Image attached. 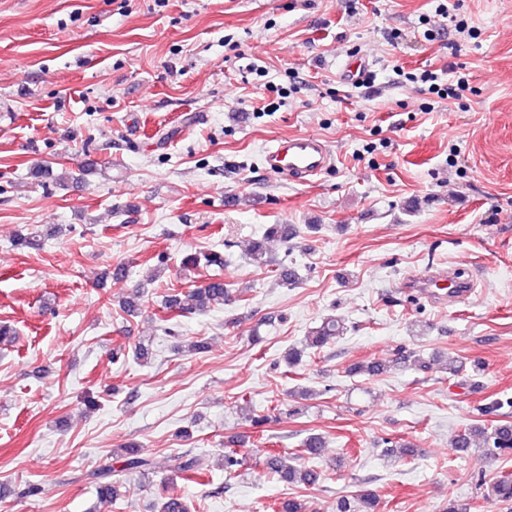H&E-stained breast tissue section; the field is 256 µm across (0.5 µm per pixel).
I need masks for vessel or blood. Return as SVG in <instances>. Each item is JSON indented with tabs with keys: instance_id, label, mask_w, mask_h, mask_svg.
I'll return each instance as SVG.
<instances>
[{
	"instance_id": "b4317fda",
	"label": "vessel or blood",
	"mask_w": 512,
	"mask_h": 512,
	"mask_svg": "<svg viewBox=\"0 0 512 512\" xmlns=\"http://www.w3.org/2000/svg\"><path fill=\"white\" fill-rule=\"evenodd\" d=\"M264 162L266 170L273 175L310 183L334 165L335 155L320 136L305 133L276 141L267 148ZM406 288L418 293H428L435 288L444 289L453 302L468 299L472 293L469 282L432 274L411 276Z\"/></svg>"
}]
</instances>
